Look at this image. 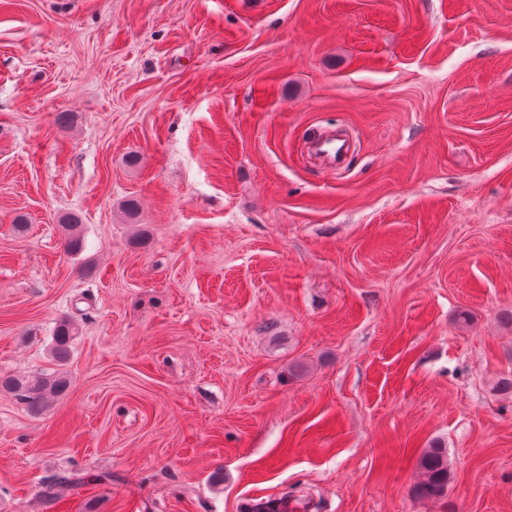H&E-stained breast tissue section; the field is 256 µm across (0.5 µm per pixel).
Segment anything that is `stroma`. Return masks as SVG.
<instances>
[{"label":"stroma","mask_w":512,"mask_h":512,"mask_svg":"<svg viewBox=\"0 0 512 512\" xmlns=\"http://www.w3.org/2000/svg\"><path fill=\"white\" fill-rule=\"evenodd\" d=\"M58 370L0 512H512V0H0V375ZM314 150L324 159L330 168L336 166V160L340 159L348 150L345 140H336L335 135L330 138L319 136L313 140ZM76 334V328L68 320H63L57 326L51 348V353L57 362L64 363L67 361ZM419 494L426 498H440L448 490V462L443 448H430L421 457ZM82 480L83 477H81L77 471L58 474L44 486L41 495L44 499L49 501L61 499L66 495L67 491L81 483Z\"/></svg>","instance_id":"stroma-1"}]
</instances>
